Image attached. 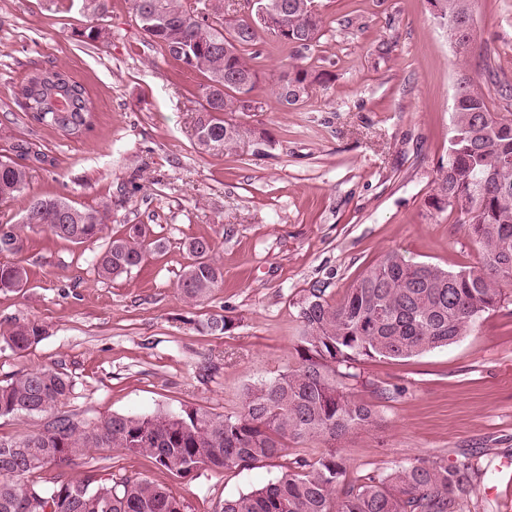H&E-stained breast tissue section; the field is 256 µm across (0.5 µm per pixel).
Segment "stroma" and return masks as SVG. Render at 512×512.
Returning <instances> with one entry per match:
<instances>
[{"mask_svg":"<svg viewBox=\"0 0 512 512\" xmlns=\"http://www.w3.org/2000/svg\"><path fill=\"white\" fill-rule=\"evenodd\" d=\"M318 5L324 36L305 62L328 73L325 87L288 111L262 82V111L243 115L259 137L209 155L194 145L202 76L149 45L131 0H109L95 19L82 0H0V156L26 141L48 157L30 164L26 196L108 208L107 235L146 224L158 243L140 266L101 280L100 244L24 229L20 253L0 252V263L28 272L22 290H0V385L57 368L72 382L63 413L90 424L189 407L235 415L245 386L296 367L298 306L313 286L339 301L390 252L452 271L477 264L456 213H430L427 199L448 154L460 81L481 86L493 111L512 113V95L501 94L512 85V0H477L479 39L465 53L426 0ZM93 24L107 41L85 37ZM53 63L88 91L96 121L83 136L34 123L15 97L31 70ZM202 236L218 243L224 282L192 305L177 284L185 243ZM214 314L232 318L233 329L199 332ZM28 321L44 335L11 350L4 335ZM358 372L346 391L373 406L376 422L339 446L350 479L469 454L480 475L460 512H512V496L499 492L512 470V296L455 344ZM280 473L270 460L181 478L151 458L93 448L35 479L146 477L188 512H214Z\"/></svg>","mask_w":512,"mask_h":512,"instance_id":"35a3bbf8","label":"stroma"}]
</instances>
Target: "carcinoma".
Instances as JSON below:
<instances>
[{
  "mask_svg": "<svg viewBox=\"0 0 512 512\" xmlns=\"http://www.w3.org/2000/svg\"><path fill=\"white\" fill-rule=\"evenodd\" d=\"M132 0L136 22L163 57L202 75L200 109L195 120L196 146L221 152L257 136L237 119L240 95L254 92L264 72L251 50L263 29L289 50L287 70L271 80L278 100L301 92L307 102L323 74L300 62L301 52L323 37V18L314 0H258L269 19L252 24L251 16L224 18V0ZM475 0H427L431 15L449 31L473 14ZM17 98L34 122L79 137L93 126L85 87L56 65L35 70ZM28 166L0 158V201L23 199L22 226L9 225L3 237L22 250L21 228L43 227L73 243L103 239L107 209L76 206L63 196L26 199ZM471 202L469 217L458 216L479 247L478 265L450 271L430 263H409L386 254L367 270L338 302L315 286L299 304L303 326L297 345L298 365L269 382L249 385L242 410L220 415L204 408L150 415L113 414L91 426L60 414L72 384L62 372L43 367L0 385V416L52 415L43 428L10 440L0 439V512H16L20 497L28 512H187L184 502L144 477L121 476L113 483L91 478L72 482L57 478L38 483L32 476L52 465L71 462L91 448H115L152 458L166 471L188 477L201 468L246 467L288 455L289 442L313 441L324 450L309 461L295 460L261 489L224 499L218 512H457L479 469L468 460L450 467L438 459H421L384 478L368 476L358 484L347 479L346 460L336 443L372 426L370 405L344 392L342 380L357 377L355 364L375 358L402 359L457 342L480 314L502 306L512 288V118L490 110L482 89L469 80L459 84L448 139L447 160L437 169L428 207L450 209L448 196ZM151 230L130 224L112 236L95 260L98 278L110 280L146 259ZM187 250L192 262L177 288L190 302L207 300L224 281L215 260L216 242L201 237ZM19 263L0 264V290L27 283ZM233 320L216 314L200 324L207 334H225ZM44 329L35 321L19 323L5 338L24 351Z\"/></svg>",
  "mask_w": 512,
  "mask_h": 512,
  "instance_id": "obj_1",
  "label": "carcinoma"
}]
</instances>
